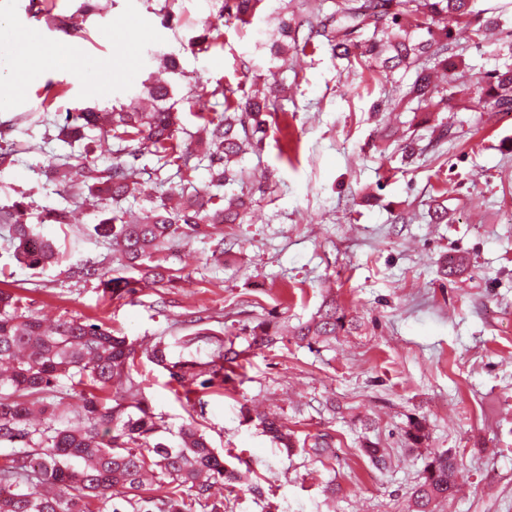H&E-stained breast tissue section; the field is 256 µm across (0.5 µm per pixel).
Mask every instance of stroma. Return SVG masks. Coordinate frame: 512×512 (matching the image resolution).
<instances>
[{
	"label": "stroma",
	"mask_w": 512,
	"mask_h": 512,
	"mask_svg": "<svg viewBox=\"0 0 512 512\" xmlns=\"http://www.w3.org/2000/svg\"><path fill=\"white\" fill-rule=\"evenodd\" d=\"M29 3L0 0V46L5 31L29 30L42 47H75L86 68L31 70L0 109L18 150L15 164L0 170V207L24 201L27 223L66 255L65 265L29 270L13 259L0 226V289L23 295L49 322L80 317L138 344L164 341L174 361H208L212 345L180 343L198 325L237 332V348L250 355L202 410L187 407L166 370L145 357L137 366L141 394L169 442L197 422L227 467L264 489L259 498L236 487L235 512H264L268 503L278 512H407L424 456L447 449L457 455L459 491L436 512H512V113L397 107L413 72L351 65L324 45L276 58L281 0H265L246 24L219 22L213 0H177L166 25L164 0H93L80 38L48 25ZM475 7L509 24L494 45L456 35L463 64L455 78L467 85L512 63V0ZM214 22L218 45L191 52L189 40ZM150 49L174 54L175 108L191 131L197 112L216 105L194 102L190 90L221 81L246 92L259 81L288 92L274 102L279 129L242 158V181L223 188L252 200L246 223L225 225L223 256L213 257V240L181 242L167 254L180 280L115 299L65 271L85 260L113 263L93 232V208L55 185V165L81 152L56 140V127L76 107L129 104L153 69ZM50 89L58 96L45 110ZM441 122L450 137L402 161L401 139ZM439 206L447 223L431 219ZM54 207L68 208L71 223H44V209ZM456 255L468 267L441 275L444 259ZM327 296L360 320L359 330L312 349L292 341L250 348L243 326L297 325ZM334 401L343 413L329 411ZM244 404L278 413L300 439L335 433V459L282 448L243 419ZM414 415L429 432L418 450L403 439ZM366 439L385 448L387 468L371 465Z\"/></svg>",
	"instance_id": "stroma-1"
}]
</instances>
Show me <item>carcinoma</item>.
Segmentation results:
<instances>
[{
  "mask_svg": "<svg viewBox=\"0 0 512 512\" xmlns=\"http://www.w3.org/2000/svg\"><path fill=\"white\" fill-rule=\"evenodd\" d=\"M263 0H222L219 13L241 23L255 15ZM473 0H333L329 14L306 17L283 13L279 17L278 53L288 42L306 51L311 37L304 29L326 40L332 55L383 72L415 69V78L404 98L407 103H427L441 112L457 96L441 93L436 83L440 71L453 76L457 63L448 54L453 27L482 43L487 32L503 26L499 17H485ZM46 22L71 35L78 31L72 15H50ZM424 29L428 38L414 41L410 32ZM239 89L221 82L207 91L223 99V109L202 112L205 137L181 127L168 84L146 87L150 108L137 104L101 110L77 108L59 128L57 139L73 144L97 130L100 139L112 141V164L99 168L84 160L55 169L65 190L76 195L94 193L112 201L102 212L95 233L109 245L119 267L110 272L88 263L69 266L71 278L96 279L103 292L114 297L134 295L145 282L171 283L179 276L162 264L159 255L175 240L198 236L216 241L213 255L224 253V225L242 224L247 203L241 197L225 198L194 185L195 172L207 163L210 186L234 182L232 164L247 149H257L270 127L274 109L269 96H237ZM478 112H512V67L495 69L476 83L473 97ZM152 155L173 166L180 179L179 205L164 196L141 212L136 222L126 220L122 203L139 192L145 169L137 161ZM26 207L0 209V223L9 225L14 258L22 266L43 271L57 266L62 254L56 241L25 223ZM360 324L335 299L322 303L315 317L286 331L260 321L249 328L252 347H273L293 336L307 346L327 343L352 333ZM247 353L229 339L219 342L210 360L172 362L169 346L156 343L147 358L169 372L184 390L186 403L202 400L205 391L223 388L226 368L238 365ZM140 358L135 343L117 336L103 323L79 317L60 319L52 326L26 310L22 297L0 289V512H233L228 497L212 493L213 484L230 485L237 473L212 448L194 424L183 426L178 443L159 437L160 424L140 397V383L133 370ZM79 398L83 422L64 418L71 394ZM263 432L286 448L302 445L320 460L331 459L336 436L326 432L311 442H299L275 413L251 415ZM411 448L429 438L425 422L408 418L404 429ZM364 454L376 468L387 467L378 444L367 442ZM457 459L449 450L434 452L426 462L411 493V512H434V506L455 497Z\"/></svg>",
  "mask_w": 512,
  "mask_h": 512,
  "instance_id": "obj_1",
  "label": "carcinoma"
}]
</instances>
